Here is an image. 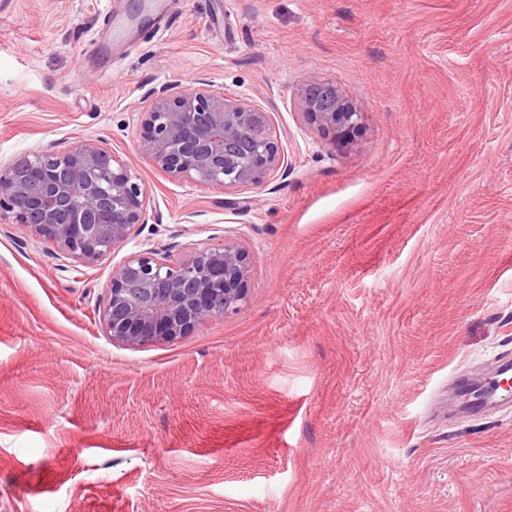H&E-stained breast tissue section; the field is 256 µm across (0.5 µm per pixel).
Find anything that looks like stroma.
<instances>
[{
    "instance_id": "obj_1",
    "label": "stroma",
    "mask_w": 512,
    "mask_h": 512,
    "mask_svg": "<svg viewBox=\"0 0 512 512\" xmlns=\"http://www.w3.org/2000/svg\"><path fill=\"white\" fill-rule=\"evenodd\" d=\"M0 0V165L104 141L149 219L85 265L0 224V512H512V6L505 0ZM267 112L283 165L236 189L138 153L169 82ZM334 82L335 148L301 115ZM231 240L239 310L130 347L101 313L135 251ZM336 87V93L330 82L312 81L305 85L303 117L307 123L313 125L324 135L333 136L337 146H343L352 140L354 133L362 127V113L358 112L349 103L345 112H336L344 103L343 96ZM336 104L329 112H317L307 102L317 105L320 109H328L335 101ZM305 100L307 102H305Z\"/></svg>"
}]
</instances>
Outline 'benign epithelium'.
<instances>
[{
	"label": "benign epithelium",
	"mask_w": 512,
	"mask_h": 512,
	"mask_svg": "<svg viewBox=\"0 0 512 512\" xmlns=\"http://www.w3.org/2000/svg\"><path fill=\"white\" fill-rule=\"evenodd\" d=\"M137 148L175 180L236 188L257 185L281 162L267 113L234 102L199 78L190 90L173 82L151 88ZM305 121L338 146L362 127L352 105ZM0 223L18 224L60 250L94 264L148 223L147 190L99 140L68 150L24 155L0 166ZM247 252L234 242L193 243L185 258L152 249L129 254L112 275L103 321L112 339L130 345L170 342L204 318L235 311L246 298Z\"/></svg>",
	"instance_id": "1"
}]
</instances>
